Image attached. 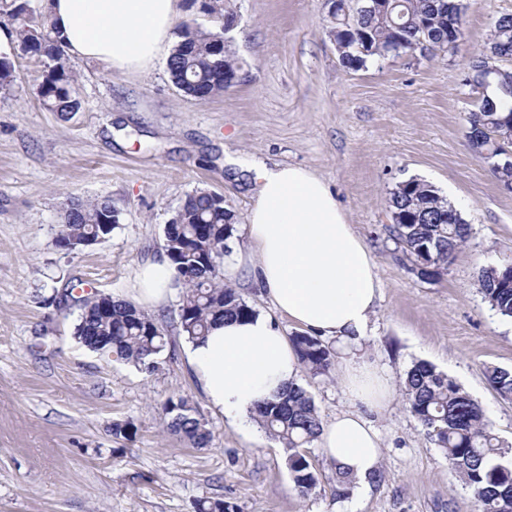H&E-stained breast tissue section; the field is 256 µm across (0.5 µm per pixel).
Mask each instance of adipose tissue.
<instances>
[{"label":"adipose tissue","mask_w":512,"mask_h":512,"mask_svg":"<svg viewBox=\"0 0 512 512\" xmlns=\"http://www.w3.org/2000/svg\"><path fill=\"white\" fill-rule=\"evenodd\" d=\"M48 7L68 54L137 72L171 50L179 0H49ZM253 171L249 245L235 268L279 313L335 341L354 407L323 425L317 443L349 477L367 480L382 456L369 416L391 396L385 376L355 357L379 296L370 251L323 179L288 164L257 162ZM174 282L161 256L140 267L136 290L142 303L155 305ZM187 361L210 405L243 429L257 403L299 383L303 370L280 327L262 315L213 325L189 343Z\"/></svg>","instance_id":"obj_1"}]
</instances>
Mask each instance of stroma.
<instances>
[{
  "label": "stroma",
  "mask_w": 512,
  "mask_h": 512,
  "mask_svg": "<svg viewBox=\"0 0 512 512\" xmlns=\"http://www.w3.org/2000/svg\"><path fill=\"white\" fill-rule=\"evenodd\" d=\"M455 49L344 67L326 0H224L237 17V78L206 101L172 83L165 60L121 73L71 59L81 107L60 116L36 95L44 66L17 59L13 89L0 92V512H196L221 499L234 512H474L471 491L443 449L405 407L403 380L423 360L477 401L512 458V399L489 384L512 368V320L485 302L482 268L512 263V192L468 145L475 92L462 79L512 0H463ZM306 168L335 191L368 245L379 297L360 350L389 377V404L371 421L382 441L368 489L342 486L317 444L318 475L300 497L288 450L259 425L244 431L211 407L185 355L179 298L149 308L167 327L170 356L146 374L92 352L73 335L80 297L133 301L141 265L163 255L164 228L188 194L223 195L244 224L253 159ZM433 184L471 226L447 272L428 281L410 269L386 230L388 198L404 180ZM106 197L118 223L76 252L55 240L71 198ZM76 283V302L51 298ZM322 422L352 408L339 369L302 373ZM184 396L210 443L190 445L164 428L163 406ZM129 422L131 438L112 425Z\"/></svg>",
  "instance_id": "35a3bbf8"
}]
</instances>
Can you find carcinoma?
Instances as JSON below:
<instances>
[{
	"label": "carcinoma",
	"instance_id": "cac0c4a2",
	"mask_svg": "<svg viewBox=\"0 0 512 512\" xmlns=\"http://www.w3.org/2000/svg\"><path fill=\"white\" fill-rule=\"evenodd\" d=\"M366 0H337L331 13L330 34L342 64L359 70L375 58L398 49V53L423 58L445 53L454 35L462 34V0H383L384 8L367 9ZM188 8L216 20L224 17V0H190ZM0 26L15 34L14 49L44 64L37 95L43 106L61 116L80 108L76 77L55 35L48 11L33 17L29 0H0ZM178 41L167 61L172 83L198 101L224 92V69L237 66L227 49L213 51L222 35L220 25L206 29L186 19L176 27ZM497 54L492 65L512 59V15L498 18L485 49L466 67L464 85L482 95L470 111L469 142L472 149L490 161L500 182L512 181V160L499 153L496 142L474 137L478 126L512 125V69L503 73L484 70L489 53ZM16 68L11 55L0 53V92L11 89ZM390 212L395 222L389 234L411 263V271L425 280L440 277L468 241L471 227L435 187L411 178L398 183L390 193ZM112 202L108 198L69 200L56 245L67 249L86 236H106L115 228ZM182 223L167 224L164 250L176 280L184 291L179 305L180 332L189 340L208 333L219 320L255 314L238 292L224 284V261L233 237L234 214L224 210L220 195L199 191L186 196L179 208ZM454 223H448V218ZM479 285L486 302L499 316L512 319V264L484 268ZM75 338L87 349L117 358L152 373L164 362L169 344L165 330L134 304L110 295L84 300L74 328ZM295 351L312 375H326L334 354L328 346L308 334L293 337ZM493 389L512 398V369L487 370ZM404 395L408 411L428 430L436 445L470 488L475 512H512V462L504 460L498 439L490 431L481 406L447 374L433 365L415 362L405 373ZM167 430L202 448L210 431L197 417L190 400L170 397L164 405ZM254 420L289 449L286 467L295 492L305 497L317 485V476L304 447L317 439L322 422L314 401L300 385L290 384L273 400L258 403Z\"/></svg>",
	"mask_w": 512,
	"mask_h": 512
}]
</instances>
